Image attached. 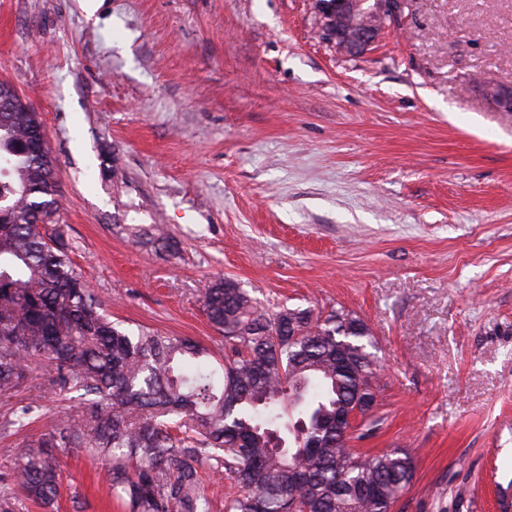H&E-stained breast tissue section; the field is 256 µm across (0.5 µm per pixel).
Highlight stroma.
I'll return each mask as SVG.
<instances>
[{
    "label": "stroma",
    "mask_w": 512,
    "mask_h": 512,
    "mask_svg": "<svg viewBox=\"0 0 512 512\" xmlns=\"http://www.w3.org/2000/svg\"><path fill=\"white\" fill-rule=\"evenodd\" d=\"M313 0H0V80L37 112L71 258L113 320L224 345L220 277L268 310L355 312L393 512H512V0H407L369 50ZM162 224L171 258L120 227ZM7 455L77 403L41 390ZM59 512H128L69 451Z\"/></svg>",
    "instance_id": "1"
}]
</instances>
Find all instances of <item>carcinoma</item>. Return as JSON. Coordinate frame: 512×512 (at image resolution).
Instances as JSON below:
<instances>
[{
    "label": "carcinoma",
    "instance_id": "cac0c4a2",
    "mask_svg": "<svg viewBox=\"0 0 512 512\" xmlns=\"http://www.w3.org/2000/svg\"><path fill=\"white\" fill-rule=\"evenodd\" d=\"M30 105L0 112V394L40 376L77 410L13 450L12 490L54 506L59 454L109 464L107 495L131 512H210L203 474L229 482L224 512H392L414 475L404 449L360 453L375 408L336 430V414L379 389L367 324L343 308L258 306L230 279L201 297L224 337L213 353L188 336L114 322L76 273L60 209L56 163L38 152ZM135 243L169 254L159 224H130ZM11 407V431L36 415Z\"/></svg>",
    "mask_w": 512,
    "mask_h": 512
}]
</instances>
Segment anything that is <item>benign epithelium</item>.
I'll return each mask as SVG.
<instances>
[{"label":"benign epithelium","mask_w":512,"mask_h":512,"mask_svg":"<svg viewBox=\"0 0 512 512\" xmlns=\"http://www.w3.org/2000/svg\"><path fill=\"white\" fill-rule=\"evenodd\" d=\"M326 39L350 53L369 49L398 23L405 0H314Z\"/></svg>","instance_id":"benign-epithelium-1"}]
</instances>
